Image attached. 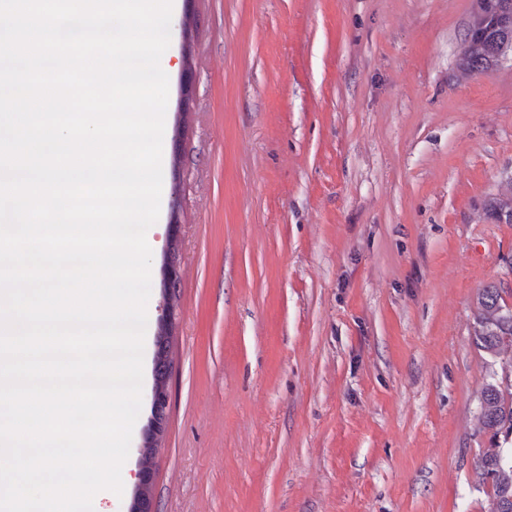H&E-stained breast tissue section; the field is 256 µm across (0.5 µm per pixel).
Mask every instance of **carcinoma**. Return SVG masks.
I'll use <instances>...</instances> for the list:
<instances>
[{"mask_svg": "<svg viewBox=\"0 0 512 512\" xmlns=\"http://www.w3.org/2000/svg\"><path fill=\"white\" fill-rule=\"evenodd\" d=\"M478 347L499 365L483 387L478 403L479 431L488 437L475 465L477 482L487 488L490 512H512V304L488 286L478 298L474 322Z\"/></svg>", "mask_w": 512, "mask_h": 512, "instance_id": "1", "label": "carcinoma"}]
</instances>
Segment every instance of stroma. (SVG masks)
Segmentation results:
<instances>
[{"label": "stroma", "mask_w": 512, "mask_h": 512, "mask_svg": "<svg viewBox=\"0 0 512 512\" xmlns=\"http://www.w3.org/2000/svg\"><path fill=\"white\" fill-rule=\"evenodd\" d=\"M472 5L179 0L157 512H488L474 314L488 285L512 303V224L485 210L512 175V59L458 69Z\"/></svg>", "instance_id": "35a3bbf8"}]
</instances>
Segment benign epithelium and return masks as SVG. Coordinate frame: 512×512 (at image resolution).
Segmentation results:
<instances>
[{"mask_svg": "<svg viewBox=\"0 0 512 512\" xmlns=\"http://www.w3.org/2000/svg\"><path fill=\"white\" fill-rule=\"evenodd\" d=\"M512 53V0H474L472 16L462 42V54L480 64L491 60L498 65ZM179 271L172 264H166L163 284L165 315L161 318L160 331L155 340L152 362L150 413L153 433L145 437L139 445V464L135 473L136 490L128 512H155L152 499L154 469L149 460L158 450V437L163 433V422L169 404L165 385L169 379L167 328L174 320L171 311L177 292Z\"/></svg>", "mask_w": 512, "mask_h": 512, "instance_id": "1", "label": "benign epithelium"}]
</instances>
